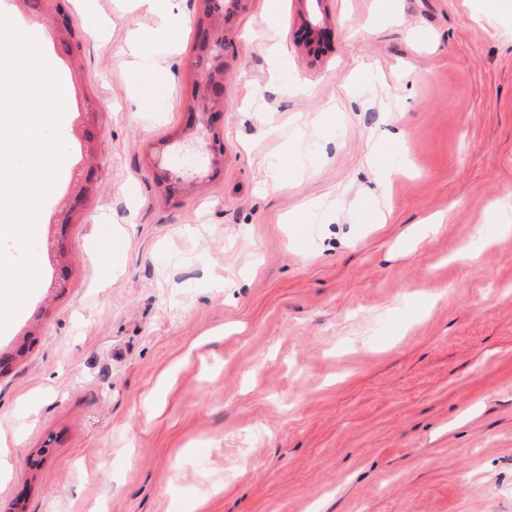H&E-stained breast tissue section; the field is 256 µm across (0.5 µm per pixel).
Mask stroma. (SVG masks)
<instances>
[{"instance_id":"35a3bbf8","label":"stroma","mask_w":512,"mask_h":512,"mask_svg":"<svg viewBox=\"0 0 512 512\" xmlns=\"http://www.w3.org/2000/svg\"><path fill=\"white\" fill-rule=\"evenodd\" d=\"M171 3L175 31L67 0V56L0 0L68 92L39 281L0 331L25 347L0 512H512V0H325L316 56L298 0H224V163L170 195L152 163L192 135L204 10ZM89 163L60 290L49 220Z\"/></svg>"}]
</instances>
